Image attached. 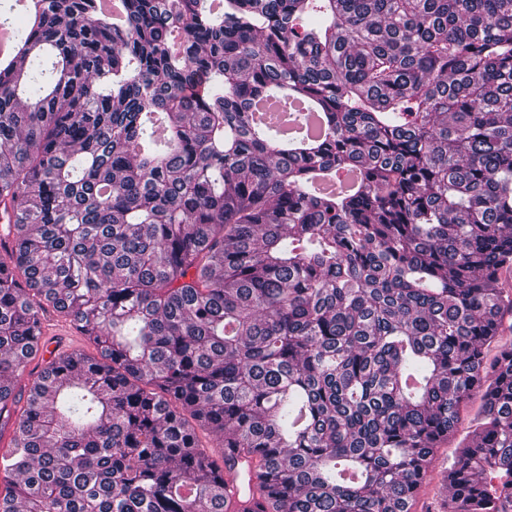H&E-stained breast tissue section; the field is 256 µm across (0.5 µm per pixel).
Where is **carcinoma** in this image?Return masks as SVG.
I'll return each instance as SVG.
<instances>
[{
  "label": "carcinoma",
  "mask_w": 512,
  "mask_h": 512,
  "mask_svg": "<svg viewBox=\"0 0 512 512\" xmlns=\"http://www.w3.org/2000/svg\"><path fill=\"white\" fill-rule=\"evenodd\" d=\"M121 2L0 0V512H226L227 429L265 512H411L475 396L440 512H512V0ZM50 308L101 359L20 407ZM478 400H470L463 404L460 419L456 428V435L460 439L468 437L469 440L476 438L480 417L478 416Z\"/></svg>",
  "instance_id": "obj_1"
}]
</instances>
